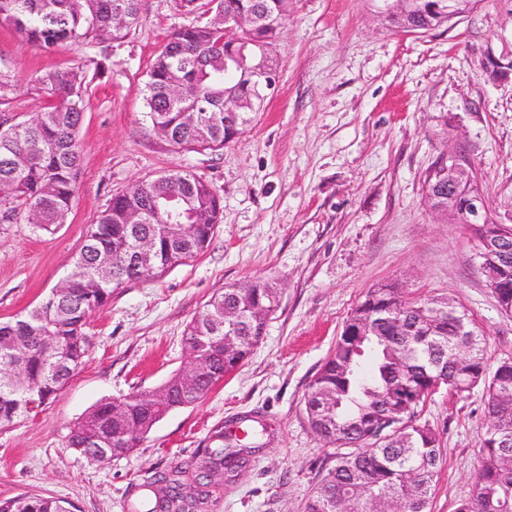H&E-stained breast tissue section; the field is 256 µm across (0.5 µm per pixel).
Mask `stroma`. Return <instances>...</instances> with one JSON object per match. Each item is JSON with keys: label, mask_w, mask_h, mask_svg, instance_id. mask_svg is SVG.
Listing matches in <instances>:
<instances>
[{"label": "stroma", "mask_w": 512, "mask_h": 512, "mask_svg": "<svg viewBox=\"0 0 512 512\" xmlns=\"http://www.w3.org/2000/svg\"><path fill=\"white\" fill-rule=\"evenodd\" d=\"M178 0H144L136 29L104 46L41 49L0 24V72L23 121L47 104L42 73L86 67L81 172L54 234L0 224V321L36 305L73 270L91 224L113 197L185 169L223 200L210 246L152 280L116 289L92 313V346L76 375L37 412L0 429V499L60 500L67 512H144L153 472L194 462L216 431L261 429V446L226 475L208 512H304L335 461L311 429L305 395L366 292L445 298L486 339L489 365L512 358V314L499 307L463 225L431 211L428 169L460 144L481 172L495 216L512 213V0H477L450 24L397 31L371 0H291L279 38L280 80L262 112L219 151L181 152L153 130L144 100L151 63L188 15ZM277 285L279 308L254 353L194 406L160 420L128 456L88 462L70 425L109 397L151 391L185 361L186 323L224 288ZM420 420L442 440L431 512H454L480 464L481 389L442 391Z\"/></svg>", "instance_id": "1"}]
</instances>
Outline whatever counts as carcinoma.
I'll return each instance as SVG.
<instances>
[{"instance_id":"cac0c4a2","label":"carcinoma","mask_w":512,"mask_h":512,"mask_svg":"<svg viewBox=\"0 0 512 512\" xmlns=\"http://www.w3.org/2000/svg\"><path fill=\"white\" fill-rule=\"evenodd\" d=\"M213 13L205 22L181 26L155 56L145 85V100L154 131L181 151L219 150L242 128L224 126V95L246 97L249 80L239 73L224 78V17L245 12L260 19L246 51L245 64L262 60L264 47L278 45L289 0H209ZM142 0H0V22L28 42L50 49L93 37L112 42L128 35L140 18ZM121 12L126 25L116 27ZM394 27L425 33L452 21L448 0H414L405 12L387 16ZM38 83L51 104L35 124L0 120V221L17 213L38 215L35 228L54 233L65 222L74 198L82 146L78 129L85 111L86 74L82 68L43 73ZM184 87L173 98L171 86ZM185 112L204 115V124L186 121ZM132 210L145 213L130 224ZM220 196L211 185L183 170L141 184L131 196L118 195L91 225L74 259V270L62 293H49L19 318L0 322V372H8L4 351L25 346L20 359L24 381H0V428L29 414L28 401L47 403L68 383L86 357L91 341L86 325L91 314L112 299L123 284L154 279L203 252L222 216ZM155 239L152 266L137 271L130 252L137 235ZM112 261V275L103 280L98 262ZM245 311L242 320L217 334L211 324L224 306ZM279 299L273 286L256 282L255 293L242 296L231 288L214 295L184 329V343L208 356L222 375L240 365L259 345L267 317ZM377 319L369 336H339L305 396L313 430L336 446L335 466L327 472L306 504V512H369L376 499L389 500L393 512H430L434 481L442 462L441 440L428 425L413 418L426 402L421 390L434 378L446 381L457 394L483 390L488 424L482 433L481 463L470 496L456 512H512V360L487 368L484 334L463 309L448 314V301L406 299L396 288L370 289L352 310V324ZM204 379L193 394L174 391L167 405H194L210 391ZM335 400L326 412L323 399ZM162 414L149 399H106L70 428L68 445L94 461L93 449L105 445L111 456L130 454L138 441H114L126 426L145 434ZM192 468L155 474L149 482L153 500L146 512L163 503L168 512H207L216 473L224 454L241 452L224 443V431L213 437ZM0 512H67L61 501L20 495L0 501Z\"/></svg>"}]
</instances>
